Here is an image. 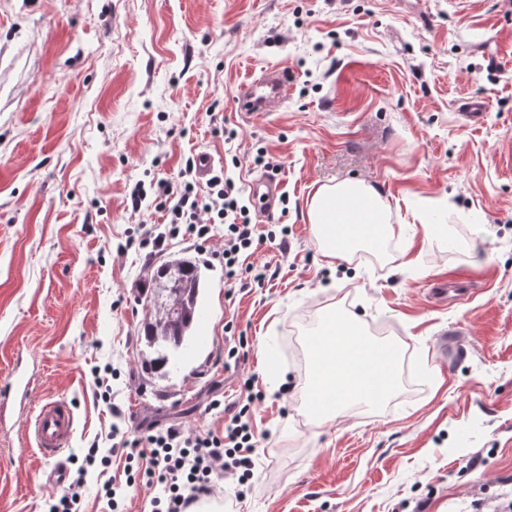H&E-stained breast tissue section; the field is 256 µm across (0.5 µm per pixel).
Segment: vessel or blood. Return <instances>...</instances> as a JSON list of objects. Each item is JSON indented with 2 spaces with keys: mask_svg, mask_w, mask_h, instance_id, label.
I'll list each match as a JSON object with an SVG mask.
<instances>
[{
  "mask_svg": "<svg viewBox=\"0 0 512 512\" xmlns=\"http://www.w3.org/2000/svg\"><path fill=\"white\" fill-rule=\"evenodd\" d=\"M291 92L286 66H271L245 85L237 98V107L248 120L267 116L286 104ZM279 191L277 178L262 176L252 180L250 194L261 215L272 214ZM74 424V413L67 401L54 400L41 404L31 429L39 454L53 458L64 452L71 443Z\"/></svg>",
  "mask_w": 512,
  "mask_h": 512,
  "instance_id": "vessel-or-blood-1",
  "label": "vessel or blood"
}]
</instances>
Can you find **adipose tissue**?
<instances>
[{"instance_id": "1", "label": "adipose tissue", "mask_w": 512, "mask_h": 512, "mask_svg": "<svg viewBox=\"0 0 512 512\" xmlns=\"http://www.w3.org/2000/svg\"><path fill=\"white\" fill-rule=\"evenodd\" d=\"M316 226L320 252L327 263L350 259L354 249L377 251L380 243L401 235L392 225L388 206L361 180L321 186L307 209ZM345 224L336 234L334 223ZM313 372L307 400L315 402L319 391L334 393L335 403L316 414L318 425L333 424L350 407L376 406L386 401L399 383L400 356L363 333L354 319L339 313L325 316L308 340Z\"/></svg>"}]
</instances>
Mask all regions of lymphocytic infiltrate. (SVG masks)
Segmentation results:
<instances>
[{"instance_id":"f902f5d3","label":"lymphocytic infiltrate","mask_w":512,"mask_h":512,"mask_svg":"<svg viewBox=\"0 0 512 512\" xmlns=\"http://www.w3.org/2000/svg\"><path fill=\"white\" fill-rule=\"evenodd\" d=\"M181 176L176 187L160 182L150 192L135 188L130 194L132 210L140 211L146 197H153L172 234L203 241L211 237L216 225H223L224 249L219 257L226 278L237 279L239 258L255 243L248 205L220 171L208 179L206 193H199L194 159L186 160ZM211 405L224 411L223 432L188 430L179 423L152 426L139 447L127 451L126 485L142 483L160 489L151 499L152 512H189L195 500L211 494L216 481L226 477L232 479L234 492L240 496L252 480L255 443L249 406L225 409L217 399Z\"/></svg>"}]
</instances>
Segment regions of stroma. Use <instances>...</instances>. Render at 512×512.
<instances>
[{"label": "stroma", "instance_id": "35a3bbf8", "mask_svg": "<svg viewBox=\"0 0 512 512\" xmlns=\"http://www.w3.org/2000/svg\"><path fill=\"white\" fill-rule=\"evenodd\" d=\"M276 64L288 103L243 121L242 85ZM469 97L487 103L480 124L460 114ZM201 151L244 196L257 152L276 166L286 210L251 211L263 241L241 258L267 266L264 285L226 279L220 226L152 256L126 244L142 223L168 229L132 211L135 183L179 184ZM344 179L373 186L405 234L331 271L306 211ZM434 214L448 229L424 236ZM174 253L205 264L207 320L162 377L144 365V302ZM456 279L466 295L430 300ZM332 310L400 345L401 381L320 427L306 337ZM20 373L26 401L0 406V512H47L62 493L27 434L46 400L73 409L74 479L69 457L111 449V425L130 441L152 424L220 430L211 400L251 393L254 477L239 498L218 482L223 512L497 505L512 493V0H0V389Z\"/></svg>", "mask_w": 512, "mask_h": 512}]
</instances>
